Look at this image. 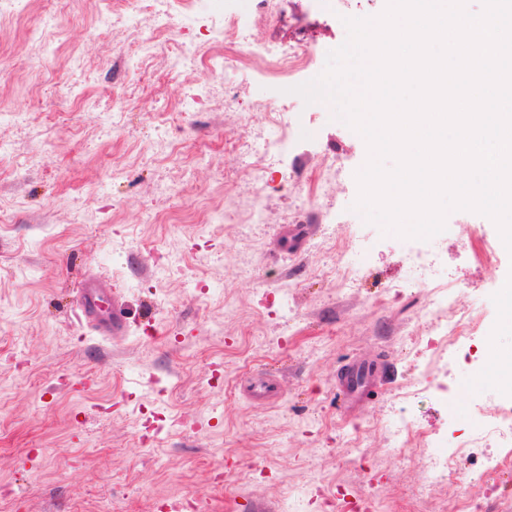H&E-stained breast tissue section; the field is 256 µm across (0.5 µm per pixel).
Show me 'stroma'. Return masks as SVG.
I'll return each instance as SVG.
<instances>
[{"mask_svg": "<svg viewBox=\"0 0 512 512\" xmlns=\"http://www.w3.org/2000/svg\"><path fill=\"white\" fill-rule=\"evenodd\" d=\"M386 0H290L291 17L252 29L254 42L304 38L311 65L291 76L308 82L328 51L347 37V17L380 14ZM98 0H34L33 17L60 15L65 25L42 42L31 20L0 24V512H157L182 493L206 499L209 512H280L284 488L321 478L322 492L301 512H322L324 496L361 498L384 483L393 512H458L459 489L482 469L479 448L464 449L455 483L417 496L421 469L435 446L396 449L379 421L406 410L432 437L485 431L499 406L494 364L474 372L465 361L434 362L407 335L426 327L421 311L432 288L448 287V312L480 315L478 342L512 354V332L498 330L512 254L496 225L470 211L451 212L461 237L432 245L428 284L414 286L406 239L365 223L353 204L356 171L367 148L335 116L331 103L297 94L290 101L311 140L290 142L266 163L265 188L245 184L248 163L233 135L264 128L260 103L275 83L246 71L224 109V72L203 65L193 76L168 72L165 45L141 69L113 81L117 41L69 44L71 27H90ZM207 84L204 111L182 113L189 80ZM105 108L103 124L55 102L67 88ZM35 101L22 120L6 115L13 97ZM180 144L177 155L160 149ZM336 179L318 187L321 166ZM182 183L178 196L165 185ZM321 193L330 211L299 206ZM261 204L267 221L241 235L232 215ZM213 212L229 221L209 224ZM176 223L148 222V214ZM494 249L485 258V246ZM179 259L204 284L156 271ZM356 257L359 279L342 285L326 264ZM110 278L129 328L119 339L98 334L78 308L81 281ZM295 321L285 325L280 296ZM377 359V395L345 410L343 365ZM269 374L279 394H248ZM426 376L434 386L415 394ZM362 436L363 464L346 441Z\"/></svg>", "mask_w": 512, "mask_h": 512, "instance_id": "stroma-1", "label": "stroma"}]
</instances>
